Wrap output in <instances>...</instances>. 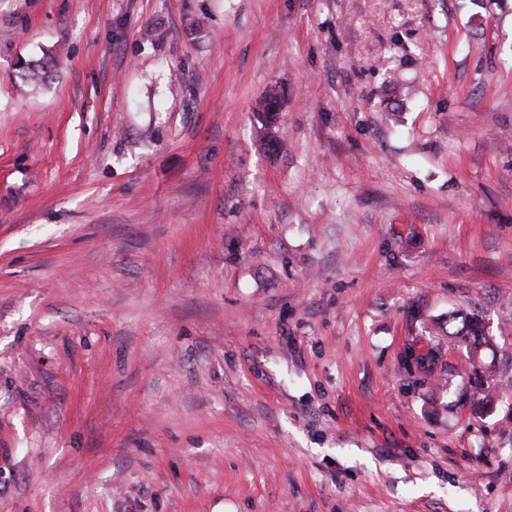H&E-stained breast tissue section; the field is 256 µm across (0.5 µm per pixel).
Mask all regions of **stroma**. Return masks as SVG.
Returning a JSON list of instances; mask_svg holds the SVG:
<instances>
[{
	"instance_id": "35a3bbf8",
	"label": "stroma",
	"mask_w": 512,
	"mask_h": 512,
	"mask_svg": "<svg viewBox=\"0 0 512 512\" xmlns=\"http://www.w3.org/2000/svg\"><path fill=\"white\" fill-rule=\"evenodd\" d=\"M0 512H512V0H0ZM436 327V336H446L449 342L464 346L473 363H480L484 349L492 346L482 319L475 313L454 311L447 318L436 321ZM481 347L484 349L476 357Z\"/></svg>"
}]
</instances>
